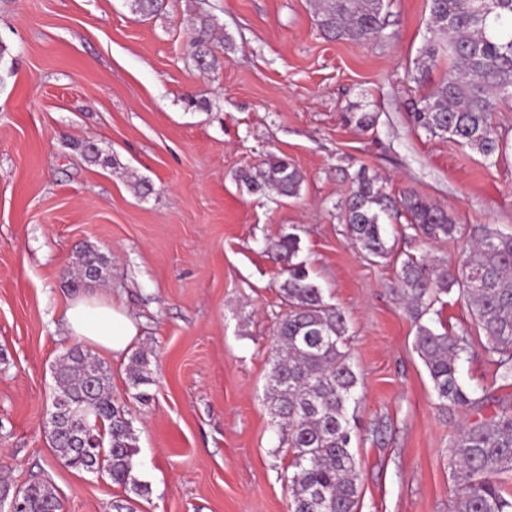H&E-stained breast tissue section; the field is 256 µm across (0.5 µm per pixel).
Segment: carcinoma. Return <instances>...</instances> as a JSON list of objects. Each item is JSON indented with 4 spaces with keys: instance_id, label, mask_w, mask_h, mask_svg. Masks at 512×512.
<instances>
[{
    "instance_id": "1",
    "label": "carcinoma",
    "mask_w": 512,
    "mask_h": 512,
    "mask_svg": "<svg viewBox=\"0 0 512 512\" xmlns=\"http://www.w3.org/2000/svg\"><path fill=\"white\" fill-rule=\"evenodd\" d=\"M386 0H314L318 28L328 37L364 44L385 28ZM429 29L437 39L422 50V68L442 60L448 68L432 91L413 104L410 122L431 137L470 146L489 159L500 151L493 114L498 103L512 99V0H429ZM190 57L198 69H216L218 24L208 14L191 20ZM248 191L266 196L299 195L303 176L288 161L273 157L266 167L240 175ZM344 217L353 245L368 259L392 252L385 238V218L392 205L377 178L364 171L352 177ZM411 217L407 228L427 240L461 241L456 257L437 265L426 256H407L398 277L410 316L414 347L423 360L433 391L443 407H472L478 401L463 385L459 365L468 354L465 334L433 327L453 290L467 303L484 331L485 353L504 385H512V234L488 224L467 228L443 209L415 193L401 199ZM300 240L285 232L268 245L273 258L286 264L280 288L285 309L273 329L271 368L265 402L281 447L291 454L286 475L290 512H358L359 474L351 451V406L358 403L359 378L348 349L345 315L325 301L307 265L295 261ZM72 284L102 279L105 259L84 245L77 252ZM134 398L152 381L145 351L132 354L127 369ZM58 396L52 404L49 435L56 456L72 468L105 472L115 485L138 496L148 486L135 475L136 445L129 410L112 398V377L99 361H90L79 345L58 360ZM457 474L456 512H512L499 475L512 471V413L477 421L462 429L451 446ZM23 512L61 509L53 485L44 479L17 491Z\"/></svg>"
}]
</instances>
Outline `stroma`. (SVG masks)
<instances>
[{"mask_svg":"<svg viewBox=\"0 0 512 512\" xmlns=\"http://www.w3.org/2000/svg\"><path fill=\"white\" fill-rule=\"evenodd\" d=\"M198 11L224 27L213 73L189 56ZM427 16V0H394L383 38L354 45L318 30L311 0H165L149 18L127 0H0V479H49L64 512L121 500L136 512H289L290 457L264 400L286 275L265 244L293 229L299 260L349 326L358 512H455L452 441L512 412V386L453 293L442 321L467 335L460 377L478 403L438 405L396 276L405 255L445 264L459 246L404 235L402 214L386 224L391 257L374 263L342 208L363 169L391 196L411 191L455 223L512 232V101L494 115L504 148L493 162L410 125V102L443 73L418 64ZM348 112L374 113V128L344 123ZM88 140L114 165L89 162ZM273 156L302 173L298 197L239 181ZM84 244L107 268L73 288ZM92 295L138 329L128 351L91 352L130 411L142 497L65 465L46 430L52 368L76 342L65 311ZM139 349L151 360L145 402L126 374Z\"/></svg>","mask_w":512,"mask_h":512,"instance_id":"35a3bbf8","label":"stroma"}]
</instances>
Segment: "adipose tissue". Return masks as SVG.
I'll list each match as a JSON object with an SVG mask.
<instances>
[{"instance_id":"obj_1","label":"adipose tissue","mask_w":512,"mask_h":512,"mask_svg":"<svg viewBox=\"0 0 512 512\" xmlns=\"http://www.w3.org/2000/svg\"><path fill=\"white\" fill-rule=\"evenodd\" d=\"M66 327L70 335L110 352L124 351L137 334L130 317L111 301L95 298L73 302L66 311Z\"/></svg>"}]
</instances>
